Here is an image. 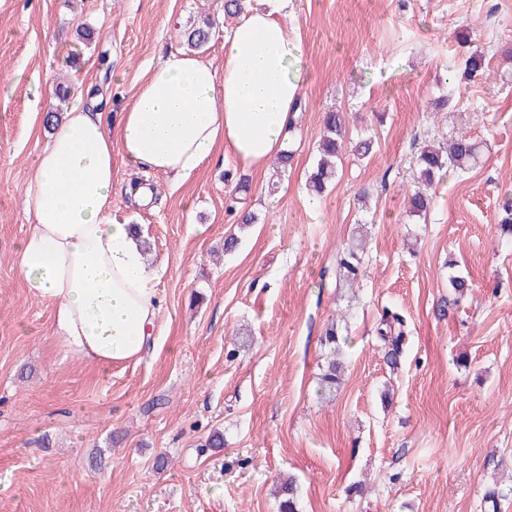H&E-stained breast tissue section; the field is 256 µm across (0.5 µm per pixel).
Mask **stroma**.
Segmentation results:
<instances>
[{
  "mask_svg": "<svg viewBox=\"0 0 512 512\" xmlns=\"http://www.w3.org/2000/svg\"><path fill=\"white\" fill-rule=\"evenodd\" d=\"M206 16L216 33L199 57L219 69L224 0H0V512H277L285 476L298 512H512V240L499 226L512 194V0H290L307 109L283 190L229 157L183 182L118 166L119 184L157 193L145 206L112 197L158 270L152 341L105 371L54 340L14 248L46 117L81 101L56 88L93 84L81 102L116 127ZM475 50L485 73L450 82ZM334 108L373 150L344 154L313 198L306 174ZM458 136L482 143L479 159L412 215L420 147ZM248 211L258 222L238 224ZM361 228L359 285L337 287L336 252ZM231 235L237 250L214 258ZM453 274L472 283L459 301ZM387 309L406 320L394 368L377 335ZM333 322L347 369L323 395ZM216 432L223 447L208 445Z\"/></svg>",
  "mask_w": 512,
  "mask_h": 512,
  "instance_id": "35a3bbf8",
  "label": "stroma"
}]
</instances>
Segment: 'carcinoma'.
Instances as JSON below:
<instances>
[{"label": "carcinoma", "instance_id": "1", "mask_svg": "<svg viewBox=\"0 0 512 512\" xmlns=\"http://www.w3.org/2000/svg\"><path fill=\"white\" fill-rule=\"evenodd\" d=\"M214 21L206 18L193 24L181 32L184 45L190 50H200L211 40ZM485 57L476 52L470 54L466 61L463 76L474 78L484 73ZM346 115L345 112L331 109L323 116V136L319 144V157L306 179V188L313 196L321 195L327 188L328 182L336 176V159L343 151L350 150L358 157L367 156L372 149V140L361 137L356 141L345 139ZM480 145L466 137L460 136L448 142L447 146L426 144L420 148L417 155L419 179L421 183L430 188L440 178L445 170L468 169L478 158ZM433 197L424 191H414L408 195L410 212L422 216L432 205ZM361 241L356 240L350 245L341 248L336 254V274L339 284L353 286L359 279L361 269ZM379 333L383 339L390 341L391 348L385 352L386 362L396 365L400 357L399 344L404 336L402 321L398 317L393 320L386 318L381 321ZM344 373L343 364L334 359L327 362L320 377V392H332L341 383ZM281 500L279 512H298L297 485L294 480L287 479L281 485Z\"/></svg>", "mask_w": 512, "mask_h": 512}]
</instances>
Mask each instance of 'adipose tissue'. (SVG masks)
<instances>
[{"mask_svg":"<svg viewBox=\"0 0 512 512\" xmlns=\"http://www.w3.org/2000/svg\"><path fill=\"white\" fill-rule=\"evenodd\" d=\"M287 2L257 0L238 16L224 37L223 70L170 52L116 132L77 106L35 156L15 264L28 292L52 308L67 354L103 367L139 358L160 308L139 236L112 215L117 163L185 180L221 153L265 173L283 151L306 54L284 21Z\"/></svg>","mask_w":512,"mask_h":512,"instance_id":"obj_1","label":"adipose tissue"}]
</instances>
